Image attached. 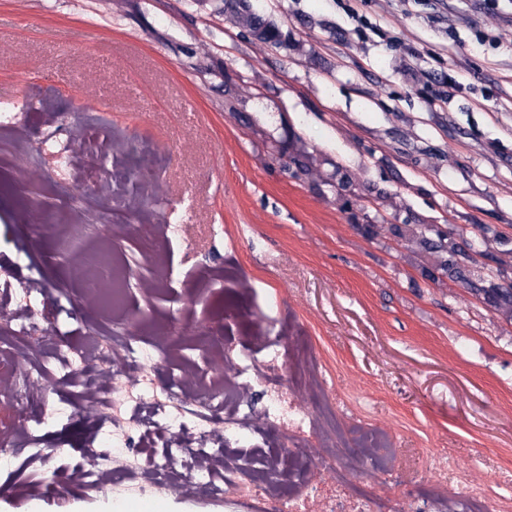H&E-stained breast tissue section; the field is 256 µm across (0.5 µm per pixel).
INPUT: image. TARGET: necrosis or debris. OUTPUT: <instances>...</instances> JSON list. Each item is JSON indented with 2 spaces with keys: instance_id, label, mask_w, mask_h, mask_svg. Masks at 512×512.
<instances>
[{
  "instance_id": "4bbe7bcc",
  "label": "necrosis or debris",
  "mask_w": 512,
  "mask_h": 512,
  "mask_svg": "<svg viewBox=\"0 0 512 512\" xmlns=\"http://www.w3.org/2000/svg\"><path fill=\"white\" fill-rule=\"evenodd\" d=\"M81 141L80 149L64 148L60 167L93 180L106 158L110 179L122 180L128 161L113 156L104 129L84 130ZM53 192L66 208L56 215L28 204L38 216L28 228L50 237L54 253L78 267L90 302L74 317L105 311L114 323L90 327L85 342L60 344L46 314L42 273L20 258L9 263L16 285L0 289V334L13 343L0 352V398L11 402L13 418L0 426L1 473L27 461L39 466L32 485L41 490L61 484L91 492L124 483L138 498L168 491L223 502L225 512H512L511 495L473 482L451 453L437 483L421 487L395 477L386 436L338 411L309 346L297 344L296 373L283 385L272 380L287 351L282 337L231 345L218 323L177 329L153 316L128 317L124 263L88 247L90 211L70 202L62 182ZM112 230L136 235L153 254L184 235L180 224L116 223ZM188 349L200 350V362L185 361ZM58 382L92 397L93 418L105 427L92 453L70 460L47 456L38 441L58 420L49 400ZM286 445L300 456L287 459ZM364 462L378 468L387 492L354 481ZM459 488L464 497L456 496Z\"/></svg>"
}]
</instances>
